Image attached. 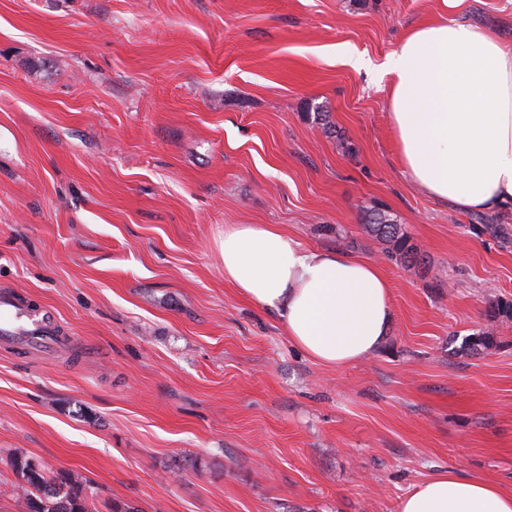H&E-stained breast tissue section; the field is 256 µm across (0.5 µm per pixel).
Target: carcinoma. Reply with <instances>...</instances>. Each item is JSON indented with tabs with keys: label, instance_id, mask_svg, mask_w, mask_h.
Instances as JSON below:
<instances>
[{
	"label": "carcinoma",
	"instance_id": "obj_1",
	"mask_svg": "<svg viewBox=\"0 0 512 512\" xmlns=\"http://www.w3.org/2000/svg\"><path fill=\"white\" fill-rule=\"evenodd\" d=\"M361 212L365 229L386 245L390 259L406 267L427 264L424 254L383 205L363 206ZM488 317L512 321V302L495 301L489 306ZM9 464L18 478L15 489L22 512H97L95 496L81 474L68 470L51 477L40 462L22 453L12 455Z\"/></svg>",
	"mask_w": 512,
	"mask_h": 512
}]
</instances>
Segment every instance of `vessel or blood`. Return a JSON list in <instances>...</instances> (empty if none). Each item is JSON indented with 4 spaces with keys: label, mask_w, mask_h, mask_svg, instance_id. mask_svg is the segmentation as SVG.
Returning <instances> with one entry per match:
<instances>
[{
    "label": "vessel or blood",
    "mask_w": 512,
    "mask_h": 512,
    "mask_svg": "<svg viewBox=\"0 0 512 512\" xmlns=\"http://www.w3.org/2000/svg\"><path fill=\"white\" fill-rule=\"evenodd\" d=\"M62 341L53 315L30 307L12 291H0L1 343L38 356L57 349Z\"/></svg>",
    "instance_id": "b4317fda"
}]
</instances>
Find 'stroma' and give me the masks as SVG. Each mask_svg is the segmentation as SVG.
<instances>
[{
  "mask_svg": "<svg viewBox=\"0 0 512 512\" xmlns=\"http://www.w3.org/2000/svg\"><path fill=\"white\" fill-rule=\"evenodd\" d=\"M442 0H0V289L70 344L0 346L8 459L75 470L99 512H398L445 471L512 493V206L463 211L400 164L382 69ZM458 20L512 43V0ZM347 44L363 64L336 60ZM326 105L336 136L309 104ZM347 148H340L339 140ZM378 202L425 254L389 259ZM228 224L376 263L393 320L321 366L224 279ZM488 332L491 348L466 351Z\"/></svg>",
  "mask_w": 512,
  "mask_h": 512,
  "instance_id": "1",
  "label": "stroma"
}]
</instances>
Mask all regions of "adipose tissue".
<instances>
[{
	"label": "adipose tissue",
	"mask_w": 512,
	"mask_h": 512,
	"mask_svg": "<svg viewBox=\"0 0 512 512\" xmlns=\"http://www.w3.org/2000/svg\"><path fill=\"white\" fill-rule=\"evenodd\" d=\"M382 68L390 127L403 169L427 194L465 210L512 204V46L466 23L410 29ZM224 278L275 309L289 341L340 367L369 356L393 319L379 267L336 251L301 248L272 224H229ZM399 512H512V494L451 472L418 484Z\"/></svg>",
	"instance_id": "adipose-tissue-1"
}]
</instances>
